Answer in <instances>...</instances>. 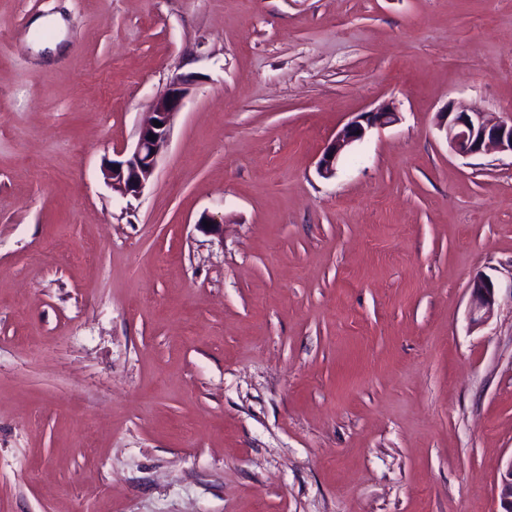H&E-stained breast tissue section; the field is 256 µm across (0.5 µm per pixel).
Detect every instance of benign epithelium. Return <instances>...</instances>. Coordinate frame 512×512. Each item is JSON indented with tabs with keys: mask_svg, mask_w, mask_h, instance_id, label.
Listing matches in <instances>:
<instances>
[{
	"mask_svg": "<svg viewBox=\"0 0 512 512\" xmlns=\"http://www.w3.org/2000/svg\"><path fill=\"white\" fill-rule=\"evenodd\" d=\"M190 91V81L176 76L166 90L152 103L150 116L139 130L128 155L116 159L103 169L105 182L122 194L139 196L154 177L157 160L170 139L171 124ZM439 130L445 134L450 150L458 156L470 157L490 149L512 153V121H492L461 101L450 102L439 113ZM394 107L385 104L362 113L339 130L324 148L318 173L324 178L336 176L340 158L373 127L388 126L397 121ZM160 125H154V122ZM495 288L488 279L474 283L469 321L477 325L488 320L494 311ZM500 512H512V457L505 463L495 487Z\"/></svg>",
	"mask_w": 512,
	"mask_h": 512,
	"instance_id": "benign-epithelium-1",
	"label": "benign epithelium"
}]
</instances>
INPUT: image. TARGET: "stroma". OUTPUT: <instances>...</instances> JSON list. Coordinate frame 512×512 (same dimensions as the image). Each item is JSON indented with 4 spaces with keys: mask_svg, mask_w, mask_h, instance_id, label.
<instances>
[{
    "mask_svg": "<svg viewBox=\"0 0 512 512\" xmlns=\"http://www.w3.org/2000/svg\"><path fill=\"white\" fill-rule=\"evenodd\" d=\"M451 100L512 120V0H0V512H497L512 155L456 156ZM190 85L184 76H175L166 90L156 97L133 149L122 159H113L103 169L104 180L112 188H118L123 195L137 197L151 182L158 157L170 139L174 116L189 94ZM154 121L162 123V126H155ZM151 134H154V139H149ZM397 114L394 107L385 104L372 111L363 112L357 119L345 125L324 148L317 163L318 173L324 178L336 176L337 164L349 148L362 140L369 129L395 123ZM357 130H360V134H357ZM495 288L491 280L481 279L474 283L469 321L471 325L488 320L494 311Z\"/></svg>",
    "mask_w": 512,
    "mask_h": 512,
    "instance_id": "obj_1",
    "label": "stroma"
}]
</instances>
